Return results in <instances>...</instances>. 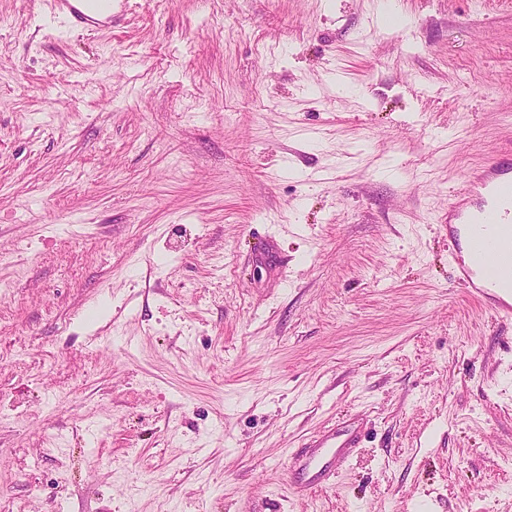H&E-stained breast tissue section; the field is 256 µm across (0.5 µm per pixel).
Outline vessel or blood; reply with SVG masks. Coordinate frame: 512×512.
Here are the masks:
<instances>
[{
	"instance_id": "obj_1",
	"label": "vessel or blood",
	"mask_w": 512,
	"mask_h": 512,
	"mask_svg": "<svg viewBox=\"0 0 512 512\" xmlns=\"http://www.w3.org/2000/svg\"><path fill=\"white\" fill-rule=\"evenodd\" d=\"M113 0H53L58 16L75 27L112 26ZM454 279L499 322H512V163L493 160L466 177L448 208ZM361 425L338 420L304 439L286 482L308 495L326 487L358 450Z\"/></svg>"
}]
</instances>
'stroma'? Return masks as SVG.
Listing matches in <instances>:
<instances>
[{"label": "stroma", "mask_w": 512, "mask_h": 512, "mask_svg": "<svg viewBox=\"0 0 512 512\" xmlns=\"http://www.w3.org/2000/svg\"><path fill=\"white\" fill-rule=\"evenodd\" d=\"M396 3L0 0V512H512V324L440 228L512 0ZM112 0H53L58 17L75 27H112ZM361 424L338 420L315 435L305 438L297 449L286 482L298 495H308L326 487L360 448Z\"/></svg>", "instance_id": "obj_1"}]
</instances>
